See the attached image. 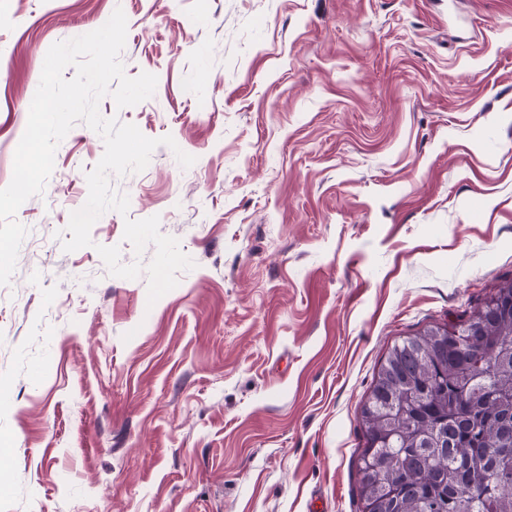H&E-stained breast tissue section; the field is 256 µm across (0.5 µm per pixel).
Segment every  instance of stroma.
<instances>
[{
    "instance_id": "1",
    "label": "stroma",
    "mask_w": 512,
    "mask_h": 512,
    "mask_svg": "<svg viewBox=\"0 0 512 512\" xmlns=\"http://www.w3.org/2000/svg\"><path fill=\"white\" fill-rule=\"evenodd\" d=\"M127 19L172 136L64 251L104 142L77 123L0 286V512H359L360 408L395 341L512 278V0H0V188L47 51ZM194 157L182 168L174 152ZM195 263L147 302L124 221Z\"/></svg>"
}]
</instances>
